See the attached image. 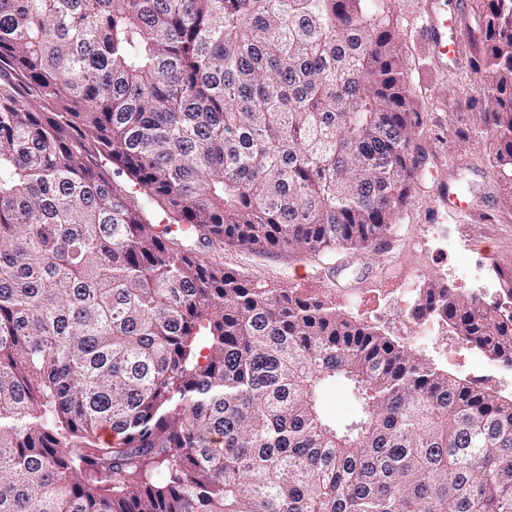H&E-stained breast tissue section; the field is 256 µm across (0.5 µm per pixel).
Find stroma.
Instances as JSON below:
<instances>
[{
  "label": "stroma",
  "mask_w": 512,
  "mask_h": 512,
  "mask_svg": "<svg viewBox=\"0 0 512 512\" xmlns=\"http://www.w3.org/2000/svg\"><path fill=\"white\" fill-rule=\"evenodd\" d=\"M422 0H387L397 49L404 64L414 109L422 121L415 147L421 157L408 205L400 213L391 238L380 249L344 251L335 265L320 256L291 252L265 253L225 247L226 268L281 288L327 292L347 316L373 323L397 340H405L395 290L401 280L413 279L416 289L443 281L464 296L482 294L488 301L501 297L503 276L512 277V194L505 191L490 164L492 144L481 133L486 101L477 89L471 59L483 32L475 19L479 0H463L464 23L456 34L462 45L461 62L434 57L423 33ZM450 183L467 194H488L491 202L469 213L448 210L438 197ZM426 243L428 259L414 272L404 251ZM437 335L419 336L412 350L426 362L465 381L477 380L465 357H450Z\"/></svg>",
  "instance_id": "35a3bbf8"
}]
</instances>
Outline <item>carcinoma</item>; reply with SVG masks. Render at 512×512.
Listing matches in <instances>:
<instances>
[{"instance_id":"obj_1","label":"carcinoma","mask_w":512,"mask_h":512,"mask_svg":"<svg viewBox=\"0 0 512 512\" xmlns=\"http://www.w3.org/2000/svg\"><path fill=\"white\" fill-rule=\"evenodd\" d=\"M420 126L386 0H0V512H512V400L220 261L384 245ZM413 313L512 368L511 309ZM323 405L327 412L334 415H345L353 407L346 389L340 385H336L325 392Z\"/></svg>"}]
</instances>
